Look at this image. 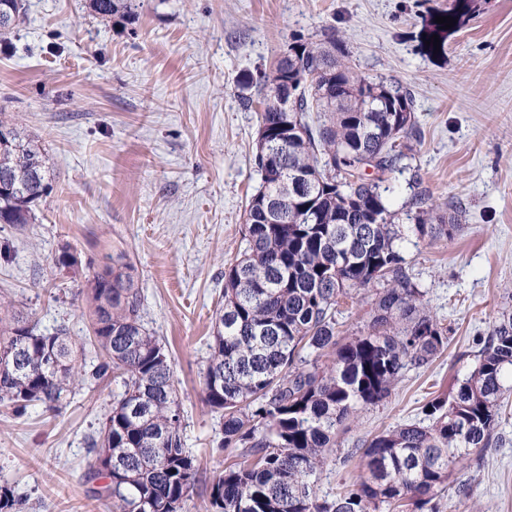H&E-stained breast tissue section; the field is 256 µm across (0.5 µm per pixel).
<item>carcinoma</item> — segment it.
I'll return each instance as SVG.
<instances>
[{
  "instance_id": "obj_1",
  "label": "carcinoma",
  "mask_w": 512,
  "mask_h": 512,
  "mask_svg": "<svg viewBox=\"0 0 512 512\" xmlns=\"http://www.w3.org/2000/svg\"><path fill=\"white\" fill-rule=\"evenodd\" d=\"M124 0H90L107 17ZM24 0H0L8 22L22 20ZM288 63L249 77L260 93L259 126L278 142H257L259 209L248 201L245 248L224 269V304L215 312L203 400L221 414L216 448L239 449L209 485L210 512H440L443 495L466 497L470 480L449 476L475 464L497 435L501 399L512 373V313L493 323L475 365L455 388L429 400V424L383 431L363 444L361 474L334 497L317 491L336 434L359 409L386 400L410 366L448 347V328L431 311L427 291L404 257L407 245L433 243L460 228L463 209L440 214L413 195L407 224H397L383 184L404 150L420 138L409 89L353 70L344 42L298 35ZM293 88L295 98L285 97ZM0 148V224L24 229L54 190L49 156L18 125ZM54 264L82 260L61 246ZM372 290L363 328L336 339V313L360 290ZM95 359L77 357L69 329L45 333L33 316L0 298V404L21 417L34 404L55 413L76 386L107 378L120 385L98 436L92 473L105 512H184L201 482L184 447L182 412L169 351L146 328L131 266L88 273ZM0 485V512H21Z\"/></svg>"
}]
</instances>
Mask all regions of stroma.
<instances>
[{"mask_svg": "<svg viewBox=\"0 0 512 512\" xmlns=\"http://www.w3.org/2000/svg\"><path fill=\"white\" fill-rule=\"evenodd\" d=\"M454 3L133 0L132 14L102 18L89 0H27L0 42V112L46 146L54 191L24 230L0 224V242L13 245L0 293L32 310L42 331L66 325L86 347V271L56 268L55 256L68 243L98 269L130 263L144 323L171 356L184 445L203 478L219 475L233 456L214 447L221 419L202 400L203 376L224 267L245 247L259 185L257 91L242 82L270 69L293 35L336 34L356 71L413 94L421 137L388 183L391 209L404 213L417 192L466 209L461 231L405 251L448 347L340 429L338 461L318 482L337 494L359 474L352 453L364 440L422 421V406L468 372L512 292V0H476L431 52L430 24ZM117 391L109 380L74 390L56 414L35 404L19 418L0 406V483L26 512H103L87 439ZM504 402L501 442L469 468L470 495L444 500L441 512H512V391Z\"/></svg>", "mask_w": 512, "mask_h": 512, "instance_id": "stroma-1", "label": "stroma"}]
</instances>
